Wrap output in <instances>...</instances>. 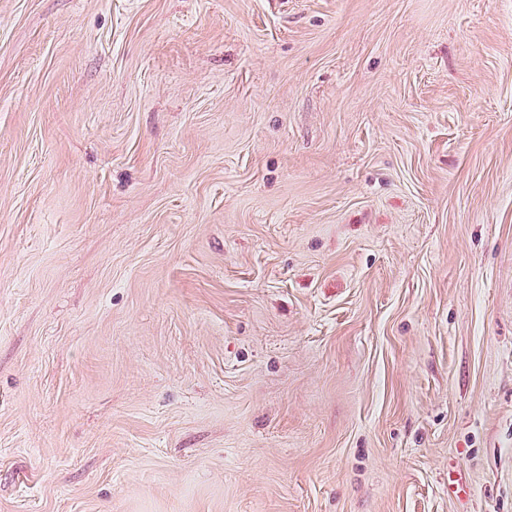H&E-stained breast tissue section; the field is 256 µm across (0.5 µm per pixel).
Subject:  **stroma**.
I'll return each instance as SVG.
<instances>
[{
    "label": "stroma",
    "instance_id": "35a3bbf8",
    "mask_svg": "<svg viewBox=\"0 0 512 512\" xmlns=\"http://www.w3.org/2000/svg\"><path fill=\"white\" fill-rule=\"evenodd\" d=\"M0 512H512V0H0Z\"/></svg>",
    "mask_w": 512,
    "mask_h": 512
}]
</instances>
